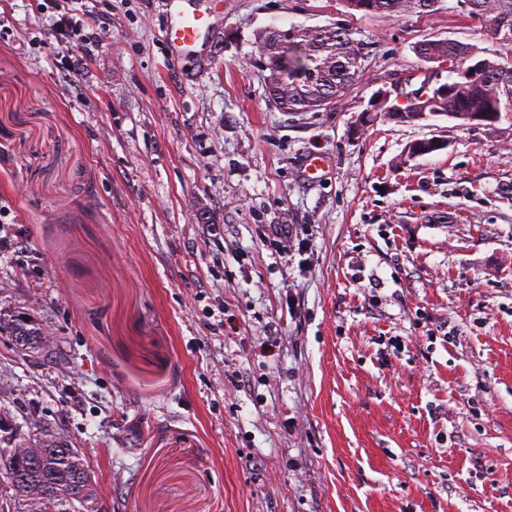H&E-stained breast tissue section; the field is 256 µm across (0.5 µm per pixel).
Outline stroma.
<instances>
[{"label":"stroma","mask_w":512,"mask_h":512,"mask_svg":"<svg viewBox=\"0 0 512 512\" xmlns=\"http://www.w3.org/2000/svg\"><path fill=\"white\" fill-rule=\"evenodd\" d=\"M189 2L219 34L176 68L161 0H0V308L64 356L0 335V406L61 426L112 512H512V118L361 119L425 38L512 48L459 0ZM66 10L110 19L79 66ZM331 24L355 85L279 111L259 33ZM347 9L364 15L410 16L431 15L441 0H344ZM0 335L11 336L15 347L22 346L28 349L17 350L22 359H47V362H56L57 353L53 348L51 331L46 323L28 312L20 310L4 311L0 309ZM33 351H31V350Z\"/></svg>","instance_id":"stroma-1"}]
</instances>
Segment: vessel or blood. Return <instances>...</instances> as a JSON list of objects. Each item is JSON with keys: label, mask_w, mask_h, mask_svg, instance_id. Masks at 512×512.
Segmentation results:
<instances>
[{"label": "vessel or blood", "mask_w": 512, "mask_h": 512, "mask_svg": "<svg viewBox=\"0 0 512 512\" xmlns=\"http://www.w3.org/2000/svg\"><path fill=\"white\" fill-rule=\"evenodd\" d=\"M164 6L169 18L165 36L171 62H181L200 42L216 36L210 14L188 9L186 0H164Z\"/></svg>", "instance_id": "obj_1"}]
</instances>
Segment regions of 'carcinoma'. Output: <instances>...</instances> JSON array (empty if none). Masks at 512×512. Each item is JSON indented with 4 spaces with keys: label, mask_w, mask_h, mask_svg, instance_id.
<instances>
[{
    "label": "carcinoma",
    "mask_w": 512,
    "mask_h": 512,
    "mask_svg": "<svg viewBox=\"0 0 512 512\" xmlns=\"http://www.w3.org/2000/svg\"><path fill=\"white\" fill-rule=\"evenodd\" d=\"M347 9L365 15H430L441 0H344ZM467 13L484 22L493 42L512 46V0H461ZM288 47H273L274 31L258 36V57L267 72L266 85L273 102L285 112H315L326 108L353 85L361 71L360 47L351 31L342 26L308 28L292 25ZM425 63L449 65L454 78L448 94L406 106L382 99L374 104L385 116L401 123L440 117L461 122L494 125L502 113L512 112V63L505 57L487 56L476 45L451 39L426 38L416 46ZM0 335L10 336L15 346L39 353L55 362L49 326L34 315L0 309ZM16 472L11 492L20 501L21 512H112V504L98 491L89 463L72 442L41 433L24 449L0 453V471Z\"/></svg>",
    "instance_id": "1"
}]
</instances>
